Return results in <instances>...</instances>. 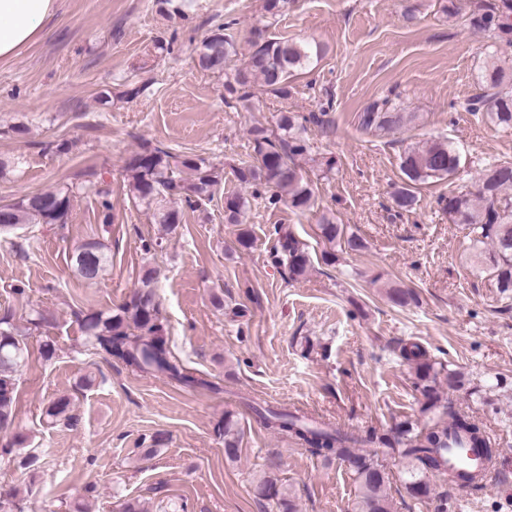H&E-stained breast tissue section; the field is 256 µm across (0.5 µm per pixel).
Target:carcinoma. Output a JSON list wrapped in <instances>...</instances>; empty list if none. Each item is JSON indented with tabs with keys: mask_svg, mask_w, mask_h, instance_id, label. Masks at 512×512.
<instances>
[{
	"mask_svg": "<svg viewBox=\"0 0 512 512\" xmlns=\"http://www.w3.org/2000/svg\"><path fill=\"white\" fill-rule=\"evenodd\" d=\"M473 26L489 31L498 43L512 47V0L480 9ZM323 54L318 43L292 39H270L252 43L242 64L233 36L217 32L205 38L197 52L200 69L224 74V91L236 104L248 110L255 89L271 92L286 99L291 94L290 78L298 70L312 65ZM498 52L487 54L481 79V92L467 101L466 110L504 129L512 128V76L498 64ZM414 115L404 111L391 98L373 101L359 114L360 128L366 132H388L399 129ZM305 127L294 114L284 112L277 130L269 132L253 127L250 135L256 162L243 161L234 168L242 185L254 187L251 197L239 192L224 197V219L240 223V217L251 200L261 197L260 188L271 190L268 204H285L295 213L309 211L315 203L311 184L304 178L296 160L310 153L304 136ZM173 156L160 148L142 149L125 160L124 173L129 194L153 210V218L167 234L181 224V212L172 202L177 197L201 201L211 195L210 188L221 180V169L204 158L181 161L182 177L174 174ZM459 155L447 140H430L407 145L401 155L400 168L404 181L393 194L396 208L402 212L415 210L416 186L444 180L458 169ZM24 195L0 205V234L9 233L25 224H65L72 206L73 189L56 186L36 194ZM437 204L455 224L466 230L475 256L485 259L501 293H512V163L492 162L481 169L475 190L459 189L442 195ZM321 237L330 245L343 241L350 252H360L364 239L349 233L336 222L334 215H322L318 224ZM274 247V262L288 270L291 278L305 276L311 260L304 245L294 233L279 225ZM75 271L87 282L97 280L110 263L102 243L92 240L78 245L72 256ZM156 272L145 271L141 285L129 301L115 312L95 311L86 314L81 326L87 347L93 353L122 362L134 371L163 376L188 388L209 387L211 383L188 371L171 354L167 346L166 327L160 316L155 287ZM387 296L394 305L405 308L415 302V295L405 288H391ZM22 334L9 319H0V429L8 430L15 422L16 374L25 361ZM401 355L411 364L415 387L420 391L419 426L404 425L400 429L380 432L375 429L363 435L343 432L297 410L272 408L254 402L250 408L258 422L277 434L311 449L324 459L344 462L354 471L358 483L353 512H393L388 494L389 476L379 455L387 456L401 449L407 460L405 488L415 500L433 494L429 475L457 476L448 472V434L467 435L474 447L492 458L490 438L484 428L469 417L459 415L444 401L443 386L461 390L469 380L464 374L431 359L425 349L412 343L401 348ZM46 415L56 423L72 427L77 422L71 400L60 396L50 402ZM224 456L229 461L239 457L241 429L235 415L224 414L221 427ZM372 446L373 452L364 448ZM255 497L271 502L277 512H297L293 497L277 480L264 475L254 480Z\"/></svg>",
	"mask_w": 512,
	"mask_h": 512,
	"instance_id": "carcinoma-1",
	"label": "carcinoma"
}]
</instances>
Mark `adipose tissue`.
I'll return each mask as SVG.
<instances>
[{
    "mask_svg": "<svg viewBox=\"0 0 512 512\" xmlns=\"http://www.w3.org/2000/svg\"><path fill=\"white\" fill-rule=\"evenodd\" d=\"M58 0H0V59L38 40Z\"/></svg>",
    "mask_w": 512,
    "mask_h": 512,
    "instance_id": "obj_1",
    "label": "adipose tissue"
}]
</instances>
